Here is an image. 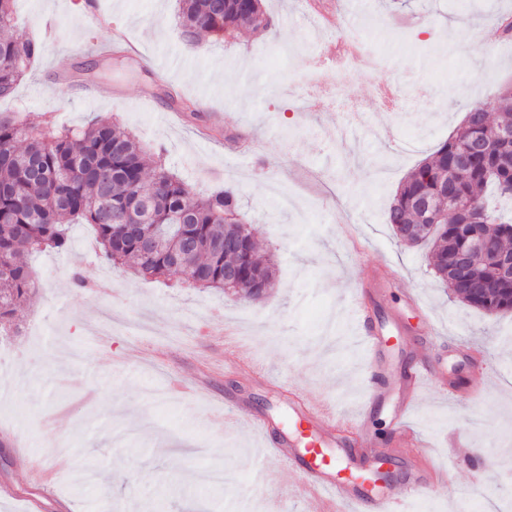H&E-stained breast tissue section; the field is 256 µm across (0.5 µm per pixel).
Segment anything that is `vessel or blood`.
I'll return each instance as SVG.
<instances>
[{"label": "vessel or blood", "mask_w": 512, "mask_h": 512, "mask_svg": "<svg viewBox=\"0 0 512 512\" xmlns=\"http://www.w3.org/2000/svg\"><path fill=\"white\" fill-rule=\"evenodd\" d=\"M348 312L370 358L381 359L389 341L382 330L373 327L364 299L355 297ZM435 377L436 370L428 363L413 366L402 381L403 409L414 401L420 387ZM364 387L368 402L385 399L387 380L375 365L368 367ZM288 402L294 417L306 424V432L286 442L267 438L265 447L267 453L283 455L284 465L297 473L295 492L299 499L318 503L322 512H399L401 502L429 491L430 480L418 473L409 476L403 489L392 491L378 487L361 470L349 466V459L368 456V442L358 432L360 418L334 405L305 400L294 390ZM403 409L396 414L401 443L424 450L423 435L408 424Z\"/></svg>", "instance_id": "vessel-or-blood-1"}]
</instances>
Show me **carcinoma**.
I'll list each match as a JSON object with an SVG mask.
<instances>
[{
  "mask_svg": "<svg viewBox=\"0 0 512 512\" xmlns=\"http://www.w3.org/2000/svg\"><path fill=\"white\" fill-rule=\"evenodd\" d=\"M183 33L193 36L214 28L260 33L271 26L262 0H181ZM42 53L23 35L0 37V85L9 96ZM467 119L432 155L399 184L385 213L396 238L431 249L435 277L463 304L487 312L512 311V279L497 265L476 259L466 267L454 257L467 250L469 235L494 238L507 248L512 218L490 204L488 189L512 199V146L497 130L512 125V90L470 104ZM485 150L461 162L469 140ZM146 160L139 142L114 124L89 122L79 129H57L46 122L29 126L0 113V329L12 330L17 310L38 290L24 257L53 249L65 252L76 224H90L100 256L114 266L127 265L145 280L176 273L199 274L195 285L242 300H259L273 287V265L256 252L252 225L241 214L240 200L229 189L195 194L159 167L144 180ZM456 184L457 202L441 198L442 187ZM433 199L443 207L430 219L419 202ZM189 210L192 222L171 223V213ZM128 224H139L138 235ZM237 272L229 286L224 271Z\"/></svg>",
  "mask_w": 512,
  "mask_h": 512,
  "instance_id": "1",
  "label": "carcinoma"
}]
</instances>
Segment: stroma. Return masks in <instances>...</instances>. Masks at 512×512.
<instances>
[{"mask_svg":"<svg viewBox=\"0 0 512 512\" xmlns=\"http://www.w3.org/2000/svg\"><path fill=\"white\" fill-rule=\"evenodd\" d=\"M104 27L88 25L69 0H17L13 29L44 50L0 111L20 122L80 127L114 123L199 194L234 189L260 253L271 254L273 288L242 301L192 285L183 275L145 280L100 258L90 225H75L68 252L45 251L28 264L41 288L17 315L19 335L0 340V485L18 512L34 496L42 512H268L271 491L259 466L295 481L264 456L248 425L210 418L241 406L289 432L288 389L311 400L365 401L366 356L348 325L353 287L384 280L371 299L379 323L400 334L382 361L394 386L365 411L372 450L391 458L390 483L421 468L446 487L408 502L406 512H497L512 499V312L463 305L435 279L428 250L401 243L385 222L400 182L460 124L467 104L512 84V45L497 22L512 0H265L273 19L263 35L215 39L181 34L178 0H98ZM479 20L494 52L481 58L469 35L454 46L435 38L418 51L422 23ZM121 30L141 58L95 46ZM76 67L118 86L89 102L55 82ZM330 85L318 111L307 105L314 74ZM402 98L384 110L375 87ZM85 288H75L72 272ZM236 327L233 342L217 326ZM482 350L490 377L482 399L468 384ZM141 349L151 364L137 366ZM436 360L441 381L423 389L408 422L429 454L398 440L392 408L407 366ZM204 395L169 392L173 378ZM25 448L53 472L36 480L15 460ZM96 468L105 483L80 494L77 473Z\"/></svg>","mask_w":512,"mask_h":512,"instance_id":"35a3bbf8","label":"stroma"}]
</instances>
